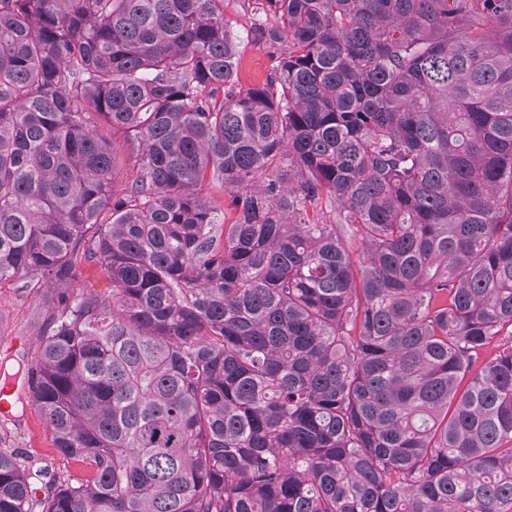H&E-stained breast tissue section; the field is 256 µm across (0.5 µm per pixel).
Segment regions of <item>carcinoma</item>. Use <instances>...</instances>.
<instances>
[{"label":"carcinoma","mask_w":512,"mask_h":512,"mask_svg":"<svg viewBox=\"0 0 512 512\" xmlns=\"http://www.w3.org/2000/svg\"><path fill=\"white\" fill-rule=\"evenodd\" d=\"M260 2L244 89L224 0H0V283L60 289L0 401L87 470L41 512H512V0Z\"/></svg>","instance_id":"obj_1"}]
</instances>
